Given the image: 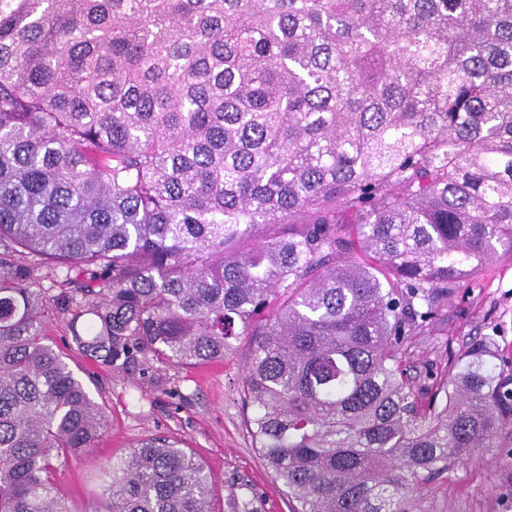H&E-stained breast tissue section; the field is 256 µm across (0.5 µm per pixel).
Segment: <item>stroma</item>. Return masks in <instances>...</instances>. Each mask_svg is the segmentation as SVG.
<instances>
[{
    "instance_id": "35a3bbf8",
    "label": "stroma",
    "mask_w": 512,
    "mask_h": 512,
    "mask_svg": "<svg viewBox=\"0 0 512 512\" xmlns=\"http://www.w3.org/2000/svg\"><path fill=\"white\" fill-rule=\"evenodd\" d=\"M449 316L447 332L418 337L410 357L412 374L443 369L472 341L486 336L495 339L499 359L512 362V259L490 265L478 287L460 289ZM42 333L106 410L107 425L95 447L82 461L54 469L60 495L82 512L99 495L100 472L153 434L181 440L209 466L217 488L216 512L226 508L232 492L251 499L257 512H289L282 486L253 446L237 392L250 337H241L221 360L182 366L154 363L127 376L79 353L64 315L51 316ZM433 505L437 512H512V462L502 461L492 469L473 458L451 484L437 488Z\"/></svg>"
}]
</instances>
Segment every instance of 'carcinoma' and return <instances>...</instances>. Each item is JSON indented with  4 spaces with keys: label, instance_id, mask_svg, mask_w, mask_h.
Segmentation results:
<instances>
[{
    "label": "carcinoma",
    "instance_id": "cac0c4a2",
    "mask_svg": "<svg viewBox=\"0 0 512 512\" xmlns=\"http://www.w3.org/2000/svg\"><path fill=\"white\" fill-rule=\"evenodd\" d=\"M272 224L288 232L246 249ZM512 257V0H0V512H82L53 461L105 410L46 342L125 374L222 358L290 512H436L501 462L512 367L406 362ZM92 512H214L148 438Z\"/></svg>",
    "mask_w": 512,
    "mask_h": 512
}]
</instances>
